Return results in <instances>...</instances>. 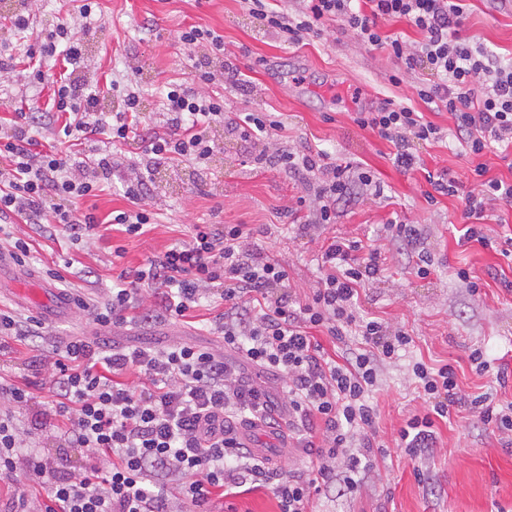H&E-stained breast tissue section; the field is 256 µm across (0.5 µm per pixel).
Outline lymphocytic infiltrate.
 <instances>
[{"mask_svg":"<svg viewBox=\"0 0 512 512\" xmlns=\"http://www.w3.org/2000/svg\"><path fill=\"white\" fill-rule=\"evenodd\" d=\"M244 2L254 19L288 44L319 32L325 22H342L363 44L388 49L407 70L422 74L417 96L452 116L455 138L467 155L478 160L493 148L501 159L512 158V62L465 36L462 0H299L292 13L269 9L268 0ZM78 12L83 19L78 26L57 17L40 24L30 0H17L7 34L0 38V84L10 85L16 72L13 37L31 34L27 54L36 60L34 78L52 86L55 106L37 116L15 112L0 131V237L10 240L9 256L21 266L29 262L31 248L10 232L13 220L55 224L74 242L90 241L98 219L80 204L95 196L112 172L111 153L88 159L59 149L56 138L102 135L113 145L137 140L154 163L201 165L217 149L212 123L224 120V100L207 93V86L242 84L237 66L224 57L221 35L196 26L182 30L179 39L198 83L170 88L163 99L168 131L157 135L143 124L141 92L124 89L119 108L106 112L100 91L79 80L92 62L85 47L92 30L91 0H83ZM395 19L415 28L419 40L383 31L382 22ZM57 58L76 70V77L55 78L48 65ZM353 121L393 146L394 163L404 170L419 161L414 144L442 137L423 113L391 102L355 113ZM231 128L243 140H267L256 163L305 182L306 193L290 214L297 237L327 238L316 288L306 301L293 299L287 267L262 254L245 224L192 225L188 243L142 267L122 269L94 310L96 324L122 326L128 310L147 302L182 319L214 293L224 302L225 352L175 341L161 350L134 347L104 354L77 336L65 349L41 354L38 364L54 396L48 416L60 421L70 447L85 449L92 458L79 474L63 460L26 453L27 440L12 410L29 406L34 396L27 388L0 384V487L12 493L7 512H209L213 492L226 493L245 482L271 487L279 512H309L313 498L335 486L353 492L360 472L384 452L371 400L378 365L398 358L411 338L403 329L357 313L361 288L382 271L380 250L326 234L339 204L383 189L370 170L330 162L320 150L282 145V123L273 113H247ZM472 175L474 186L466 192L444 171L430 183L438 194L463 195L460 240L484 245L488 238L481 222L512 206V182L488 177L479 161ZM122 189L131 207L113 211L111 221L128 235L143 234L160 203L139 168L127 171ZM388 226L416 276L429 275L431 261L418 225L395 219ZM324 335L340 347L339 357L326 354ZM232 353L287 380L288 436L307 456V473L282 475L245 447L239 422L276 425L275 404L264 387L242 380L237 363L228 359ZM412 372L428 405L400 430L409 456L434 447L436 421L455 407L476 412L503 435L512 434V402L462 396L448 365L418 362ZM29 475L40 478L45 500L27 494L23 479ZM173 479L180 486L175 498L167 491Z\"/></svg>","mask_w":512,"mask_h":512,"instance_id":"1","label":"lymphocytic infiltrate"}]
</instances>
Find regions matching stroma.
<instances>
[{
    "label": "stroma",
    "mask_w": 512,
    "mask_h": 512,
    "mask_svg": "<svg viewBox=\"0 0 512 512\" xmlns=\"http://www.w3.org/2000/svg\"><path fill=\"white\" fill-rule=\"evenodd\" d=\"M468 36L506 59H512V10L492 7L489 0H466ZM95 27L86 50L95 62L89 81L106 85L116 80L146 92L148 123L166 130L160 102L168 84H191L195 72L178 39L191 26L222 35L224 48L256 87L250 94L229 85L209 86L210 95L223 98L224 115L233 119L248 112L276 113L283 124L284 142L328 153L338 161L374 172L384 186L382 196L362 195L352 205L339 207L333 231L373 240L386 251V269L366 286L360 306L364 315L402 327L412 342L399 358L379 367L373 401L378 411V438L388 447L362 473L355 493L329 495L314 501L315 512H512V442L485 427L476 413L451 412L439 423L432 451L413 459L397 448L404 419L422 413L425 397L413 379L412 366L421 361L431 367L454 368L463 393L488 394L494 402L512 401V259L479 243L460 244L462 205L458 198L439 197L429 202L428 173L447 170L467 179L475 161L455 141L454 121L448 112L428 108L414 93L417 72L406 70L388 50L364 46L340 23H327L321 34L307 35L303 43L289 45L275 32L259 27L243 0H96ZM141 65L126 70V59ZM0 118L14 109L47 111L51 87L34 83L26 56H19L17 77L5 91ZM405 102L441 127V142L420 146V169L402 172L393 163V149L376 133L359 129L354 112L383 101ZM220 149L207 166L174 162L151 164L142 149L123 147L115 152L112 176L99 196L86 200L98 218H105L130 203L119 194L121 179L130 165L146 169L147 178L164 202L152 225L133 237L118 229L97 228L88 247L73 245L64 233L45 237L34 224H18L15 236L32 249L29 265L14 266L0 277V309L22 317H39L42 336L36 345L12 343L0 355V382L29 386L33 406L15 410L29 445L51 459L67 457L73 467L85 459L77 448L48 440L47 429L34 427L36 410L51 400L38 370L40 353L63 347L71 337H88L96 347L149 345L161 347L172 338L220 349L224 337L216 326L224 303L214 297L202 302L180 321L154 311L149 322L132 320L121 330L98 328L90 311L102 300L112 278L122 269L145 264L148 257L188 240L193 224H247L265 255L288 267L290 290L297 300L310 296L319 280V246L295 239L286 209L304 195L302 183L280 170L254 163L262 142L245 141L225 126L213 127ZM399 217L421 224L435 269L425 278L410 274L405 257L388 253L389 220ZM122 257H115V249ZM72 260L64 279L54 286L62 294L82 297L88 309H72L69 317L38 315L14 301V291L44 282V267ZM465 269L469 281L458 279ZM478 292H471L470 283ZM482 350L492 369L502 368L508 379L497 383L491 372L477 374L470 361ZM212 512H278L272 489H250L236 495H213Z\"/></svg>",
    "instance_id": "obj_1"
}]
</instances>
